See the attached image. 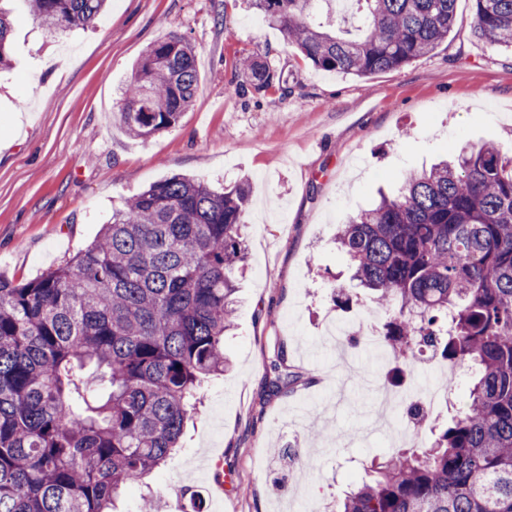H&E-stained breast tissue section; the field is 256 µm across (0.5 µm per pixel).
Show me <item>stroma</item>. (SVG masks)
<instances>
[{"mask_svg":"<svg viewBox=\"0 0 512 512\" xmlns=\"http://www.w3.org/2000/svg\"><path fill=\"white\" fill-rule=\"evenodd\" d=\"M13 68L0 74V275L31 280L83 251L115 208L182 173L221 187L248 179V267L230 362L204 390L183 447L149 480L170 486L161 512H331L379 452L430 439L428 427L377 434L364 377L389 384L388 359L346 360L321 335L330 319L383 325L367 295L346 309L331 282L355 288L332 239L338 224L393 193L406 171L467 146L512 148V53L476 39L472 0H457L448 39L409 65L358 78L303 60L250 0H110L96 24L52 34L10 0ZM176 34L195 48L199 90L179 123L130 136L118 105L138 62ZM284 72L290 92H249L243 58ZM296 372L274 388L276 367ZM233 483L220 490L214 475Z\"/></svg>","mask_w":512,"mask_h":512,"instance_id":"stroma-1","label":"stroma"}]
</instances>
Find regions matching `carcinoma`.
I'll list each match as a JSON object with an SVG mask.
<instances>
[{
	"label": "carcinoma",
	"instance_id": "1",
	"mask_svg": "<svg viewBox=\"0 0 512 512\" xmlns=\"http://www.w3.org/2000/svg\"><path fill=\"white\" fill-rule=\"evenodd\" d=\"M300 55L368 77L448 39L457 0H355L357 33L317 21L319 0H253ZM474 35L512 50V0H472ZM48 31L95 22L106 0H25ZM0 7V71L11 66ZM190 42L151 44L119 104L128 133L175 126L198 91ZM288 77L252 68L257 93ZM250 185L172 176L112 211L100 236L26 283L0 276V512H118L179 448L204 383L224 374ZM353 278L388 312L383 345L428 344L475 369L469 399L422 448L375 456L336 512H512V151L472 147L410 172L398 194L340 225Z\"/></svg>",
	"mask_w": 512,
	"mask_h": 512
}]
</instances>
